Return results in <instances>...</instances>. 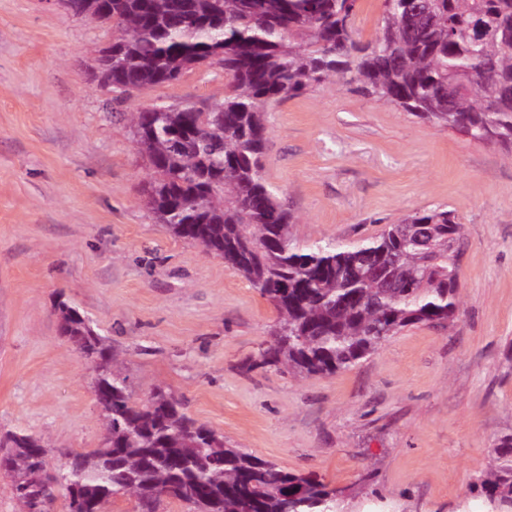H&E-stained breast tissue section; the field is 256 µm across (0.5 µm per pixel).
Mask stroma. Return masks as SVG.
I'll return each instance as SVG.
<instances>
[{"mask_svg":"<svg viewBox=\"0 0 512 512\" xmlns=\"http://www.w3.org/2000/svg\"><path fill=\"white\" fill-rule=\"evenodd\" d=\"M112 35L59 0H0V430L40 436L53 466L103 442L62 298L108 337L134 400L169 388L230 443L396 512H481L473 485L512 434V157L338 79L272 104L265 177L298 243L347 245L447 208L464 227L460 314L333 375L248 370L276 313L147 208L130 123L152 104H213L224 72L117 97L93 78Z\"/></svg>","mask_w":512,"mask_h":512,"instance_id":"stroma-1","label":"stroma"}]
</instances>
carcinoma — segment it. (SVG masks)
<instances>
[{
  "instance_id": "cac0c4a2",
  "label": "carcinoma",
  "mask_w": 512,
  "mask_h": 512,
  "mask_svg": "<svg viewBox=\"0 0 512 512\" xmlns=\"http://www.w3.org/2000/svg\"><path fill=\"white\" fill-rule=\"evenodd\" d=\"M66 0L114 29L97 59L100 83L125 95L217 65L224 98L202 111L153 105L131 113L152 171L146 202L159 223L243 276L278 314L259 361L305 376L347 370L406 327L457 318L455 252L462 225L445 208L415 211L349 245L301 246L292 212L268 185L265 114L330 77L512 156V0H383L366 44L358 0ZM60 333L92 369L104 445L67 452L42 478V439L0 433V472L23 512H104L118 496L137 512L166 500L189 512H354L358 494L313 473L290 472L224 440L158 388L135 402L107 338L79 308L55 305ZM475 489L488 512H512V435Z\"/></svg>"
}]
</instances>
